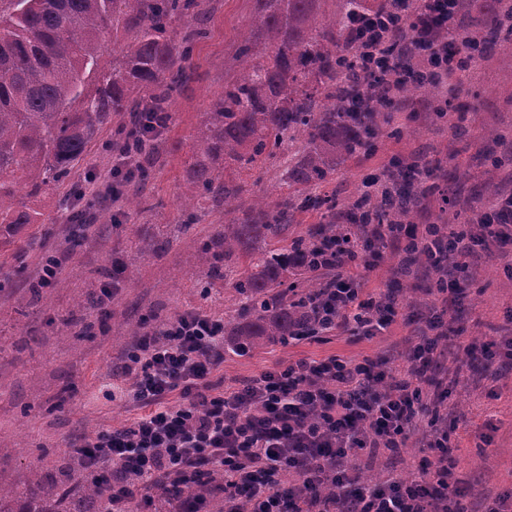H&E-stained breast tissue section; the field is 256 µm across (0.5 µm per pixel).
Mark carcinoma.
<instances>
[{"instance_id": "cac0c4a2", "label": "carcinoma", "mask_w": 512, "mask_h": 512, "mask_svg": "<svg viewBox=\"0 0 512 512\" xmlns=\"http://www.w3.org/2000/svg\"><path fill=\"white\" fill-rule=\"evenodd\" d=\"M206 0H0V244L27 224L45 223L44 213L17 199L14 174H27V197L53 193L87 155L112 115L128 120L120 151H133L140 178L155 153L157 137L172 120V98L192 75L196 42L207 34ZM254 9L239 46L247 70L224 82L194 135L188 168L191 196L186 206L209 198L233 216L201 253L210 281L232 282L243 311L224 322L232 350L245 354L283 340L308 318L310 298L288 297V277L321 283L315 256L333 242L360 236L359 225L336 223V205L324 199L323 222L314 238L281 243L290 223L288 201L272 204L264 196L244 199L246 189L226 178L264 170L289 140L304 152L289 160L285 182L304 190L320 187L354 153L369 148L362 133H379L388 124L381 112L384 95L363 77L361 49L350 26L364 14L384 17L385 32L400 36L401 15L411 0H336L328 14L320 0H253ZM487 16L476 28L448 30V53L467 72L482 56L473 53L507 43L512 5L489 0ZM177 21L186 23L178 35ZM124 32L133 46L120 60L109 59L104 38ZM439 85L419 82L398 88L413 100L433 96ZM423 191L399 190L390 211L379 209L381 224H402ZM107 487L71 470L59 480L35 471L19 486L0 474V512H100Z\"/></svg>"}]
</instances>
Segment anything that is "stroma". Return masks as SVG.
<instances>
[{"label": "stroma", "instance_id": "stroma-1", "mask_svg": "<svg viewBox=\"0 0 512 512\" xmlns=\"http://www.w3.org/2000/svg\"><path fill=\"white\" fill-rule=\"evenodd\" d=\"M252 5L253 0H208V35L195 46L192 81L172 103L173 122L141 187L138 210L127 211L109 197L96 201L111 221L89 225L77 246L67 218L83 203L62 188L32 202L49 223L29 225L0 247V472L16 484H25L34 470L59 478L60 456L80 436L121 427L136 416V408L108 400L100 388L134 344V331L149 334L188 307L226 316L238 305L228 282L208 298L192 290L203 245L224 227L223 208L202 200L187 214L178 200L187 190L192 137L203 114L225 81L244 67L237 49ZM450 101L468 135H458L429 100L410 104L392 97L394 133L380 135L374 150L351 156L318 195L335 197L337 212L346 216L347 198L359 197L367 181L386 183L396 166L427 160L440 166L441 175L437 191L420 199L411 218L421 227L437 223L447 202L470 213L489 196L488 176H495L499 191L512 190V54L489 51L481 70L464 76ZM122 125V117H113L76 167V179L111 170L117 154L109 145L121 138ZM404 247L401 241L388 243L360 254L352 266L369 293L396 292L398 307L386 329L373 336L340 329L245 356L228 350L213 381L221 388L283 363L332 355L395 366L420 342L430 316L446 310L448 336L439 345L445 368L427 389L429 414L448 432L454 476L465 488L464 512H486L498 495L512 493V379L484 378L462 345L512 336V241L472 257H452L458 291L449 303L428 264L404 267ZM48 256L61 259V272L52 287L39 290L37 274ZM116 264L126 268L117 285ZM106 287L110 301L78 308L86 293L98 295ZM424 435L414 431L397 451H364L356 464L376 478L409 473L422 458L435 456L425 448Z\"/></svg>", "mask_w": 512, "mask_h": 512}]
</instances>
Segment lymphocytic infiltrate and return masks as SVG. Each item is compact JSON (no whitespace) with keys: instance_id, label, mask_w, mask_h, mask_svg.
Listing matches in <instances>:
<instances>
[{"instance_id":"1","label":"lymphocytic infiltrate","mask_w":512,"mask_h":512,"mask_svg":"<svg viewBox=\"0 0 512 512\" xmlns=\"http://www.w3.org/2000/svg\"><path fill=\"white\" fill-rule=\"evenodd\" d=\"M491 219L449 241L433 225L411 228L406 237L421 242L429 257L470 253L477 236L512 239V193L487 203ZM349 245L337 242V268L316 303L311 334L349 325L370 333L394 314L390 296L365 295L349 272ZM151 343L136 344L122 371L107 383L110 398L141 408L119 428L83 437L75 451L86 473L111 487L107 512H125L134 488L158 481L197 486L224 480V512H460L462 490L443 451L447 432L430 429L436 462L411 475H387L364 483L351 457L366 448H401L425 417L422 395L428 384L437 338L415 346L394 373L370 360L329 356L301 359L262 371L240 385L213 394L212 375L224 360V320L190 307L158 331ZM181 401H168L172 393ZM334 492L325 496L323 485Z\"/></svg>"}]
</instances>
